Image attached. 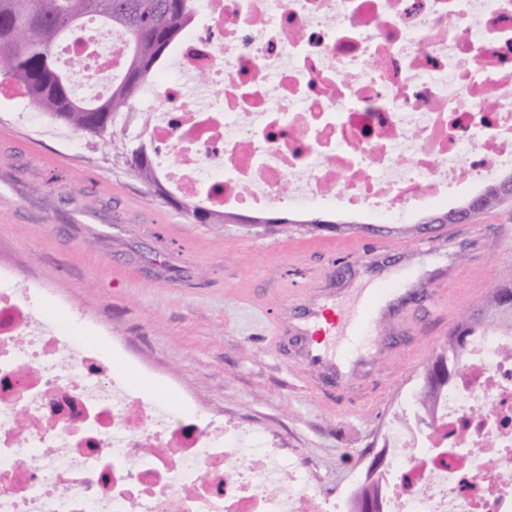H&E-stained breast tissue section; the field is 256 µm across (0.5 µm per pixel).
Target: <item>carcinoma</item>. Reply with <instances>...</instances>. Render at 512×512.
<instances>
[{
	"label": "carcinoma",
	"instance_id": "1",
	"mask_svg": "<svg viewBox=\"0 0 512 512\" xmlns=\"http://www.w3.org/2000/svg\"><path fill=\"white\" fill-rule=\"evenodd\" d=\"M196 12V0H0V75L21 88L30 105L65 127L97 138L119 141L135 176L155 193L162 192L148 141L149 117L134 111V100L153 69L185 33ZM97 20L124 35L129 61L123 76L111 80L107 97L83 102L72 93L66 77L52 58L60 36ZM512 178L485 189L461 207L467 215L500 205L502 190ZM199 223L224 221L199 203L186 205ZM512 285L492 289L489 312H467L448 335V345L427 370L430 388L446 385L463 369L462 355L469 341L495 329L512 331V311L503 308V296Z\"/></svg>",
	"mask_w": 512,
	"mask_h": 512
}]
</instances>
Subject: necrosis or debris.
<instances>
[{"label":"necrosis or debris","instance_id":"1","mask_svg":"<svg viewBox=\"0 0 512 512\" xmlns=\"http://www.w3.org/2000/svg\"><path fill=\"white\" fill-rule=\"evenodd\" d=\"M143 108L187 199L386 224L512 169V0H202ZM68 39L87 80L127 42ZM0 274V512H352L255 430L148 404L99 342ZM423 437L392 428L378 512H512V335L485 334Z\"/></svg>","mask_w":512,"mask_h":512}]
</instances>
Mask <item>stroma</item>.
Wrapping results in <instances>:
<instances>
[{
  "label": "stroma",
  "instance_id": "obj_1",
  "mask_svg": "<svg viewBox=\"0 0 512 512\" xmlns=\"http://www.w3.org/2000/svg\"><path fill=\"white\" fill-rule=\"evenodd\" d=\"M0 81V271L35 288L53 320L102 337L112 364L143 398L200 422L222 419L273 438L307 467L319 492L353 489L387 445L394 423L422 427L413 410L426 366L462 314L512 282V201L472 217L471 237L395 250L379 266L395 288L427 289L412 311L420 331L384 321L373 360L342 390L319 391L274 320L332 289L375 287L360 271L335 275L333 225L365 215L271 210L274 225L200 224L181 195L164 200L130 172L118 145L28 120ZM326 230L307 234L301 222Z\"/></svg>",
  "mask_w": 512,
  "mask_h": 512
}]
</instances>
